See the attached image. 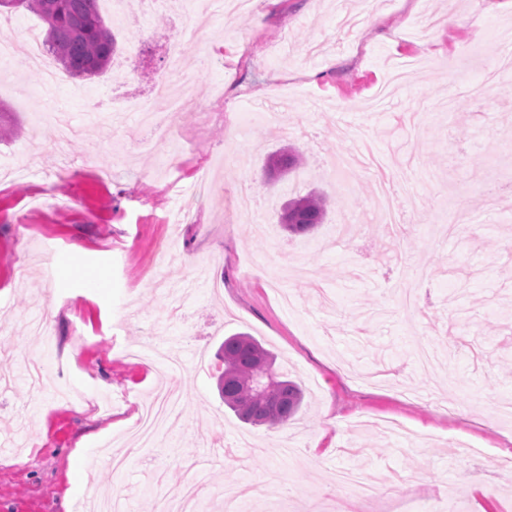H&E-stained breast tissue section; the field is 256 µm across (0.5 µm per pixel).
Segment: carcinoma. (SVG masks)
I'll use <instances>...</instances> for the list:
<instances>
[{"mask_svg":"<svg viewBox=\"0 0 512 512\" xmlns=\"http://www.w3.org/2000/svg\"><path fill=\"white\" fill-rule=\"evenodd\" d=\"M98 0H18V5L39 16L47 25V51L70 75L91 78L109 67L116 39L99 13ZM304 157L279 150L268 155L266 165L287 174L299 168ZM329 198L309 193L286 203L280 224L292 234H306L324 223ZM224 374L219 391L224 405L244 422L270 427L285 424L300 410L301 386L275 368L271 353L255 338L238 333L224 338L220 348Z\"/></svg>","mask_w":512,"mask_h":512,"instance_id":"carcinoma-1","label":"carcinoma"}]
</instances>
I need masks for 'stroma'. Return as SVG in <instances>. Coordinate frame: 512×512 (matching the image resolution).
I'll list each match as a JSON object with an SVG mask.
<instances>
[{"label":"stroma","mask_w":512,"mask_h":512,"mask_svg":"<svg viewBox=\"0 0 512 512\" xmlns=\"http://www.w3.org/2000/svg\"><path fill=\"white\" fill-rule=\"evenodd\" d=\"M132 25L100 0L118 37L111 72L68 77L44 94L36 67L0 83V512H99L113 495L130 512H158L162 496L206 472V512L227 489L279 477L278 495L250 512H406L425 499L440 512H512V200L482 189L512 182V0H254L243 12L125 0ZM189 42L201 115L181 174L141 148L136 102L169 69L166 45ZM471 84L488 70L503 84L483 103L458 94L440 64ZM68 116L80 136L45 143L40 111ZM267 112L283 122L266 124ZM306 159L302 175L273 180L272 151ZM405 173L433 220L400 240L372 212L380 174ZM249 183L266 235L241 216ZM317 189L324 225L293 237L283 204ZM198 194L188 223L172 214ZM468 215L447 238L451 212ZM104 294H87L85 268ZM54 312H47V303ZM246 332L305 389L287 435L240 421L219 397L224 338ZM179 352L177 427L124 469L107 444L163 390L156 367L126 345ZM470 405L467 416L457 412ZM337 427H329V420ZM388 478L361 500L337 475Z\"/></svg>","instance_id":"1"}]
</instances>
